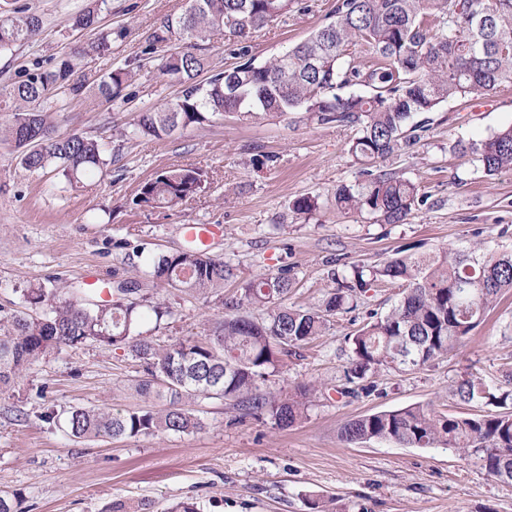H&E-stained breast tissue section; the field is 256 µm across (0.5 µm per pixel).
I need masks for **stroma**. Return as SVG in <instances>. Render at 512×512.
I'll return each instance as SVG.
<instances>
[{
	"instance_id": "35a3bbf8",
	"label": "stroma",
	"mask_w": 512,
	"mask_h": 512,
	"mask_svg": "<svg viewBox=\"0 0 512 512\" xmlns=\"http://www.w3.org/2000/svg\"><path fill=\"white\" fill-rule=\"evenodd\" d=\"M89 2L9 0L10 8L39 15L43 28L35 42L0 55V88L24 67L51 66L90 41V31L71 23ZM335 3L296 0L248 39L250 57L262 62L305 39ZM186 7L187 0H108L100 26L123 31V39L110 55L79 59V96L62 93L46 103L54 137L81 134L101 143L103 177L74 187L61 173L25 169L11 145L0 143V311L34 314L25 293L35 285L70 299L91 288L102 298L113 278H128L141 283V296L169 309L162 322H142L144 336L160 345L201 339L224 317L218 298L164 287L150 274L154 256L188 245L186 224L221 225L208 251L241 276L288 270L295 280L289 304L311 309L332 287L335 259L373 266L403 250L472 243L512 251V171L484 178L473 156L454 149L458 140L512 124V84L424 113L419 138L380 164L415 182L424 201L402 223L382 224L336 208L337 188L360 177L349 151L356 128L292 112L257 122L227 114L162 138L136 133L141 110L171 103L179 91L162 74L160 53L146 48ZM116 68L127 69L129 81L119 98L103 99L96 80ZM174 165L203 170L201 191L173 209L135 206L141 185ZM303 196L317 199L312 214L293 212ZM399 298L394 286L371 289L357 310L337 316L302 358L271 377L284 395L310 389L306 416L285 430L211 399L196 406L203 426L191 434L78 441L43 422L44 407L140 405L133 386L145 364L128 349L98 343L52 353L0 389V494L15 497L18 512H105L118 501L130 512H166L186 499L200 512H309L313 496L335 498L338 512H512V483L487 477L451 449L341 440L344 422L375 412L414 404L461 412L451 390L464 371L496 379L512 367L509 291L448 355L403 372L376 370L375 394H338L351 359L349 336Z\"/></svg>"
}]
</instances>
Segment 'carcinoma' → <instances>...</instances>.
<instances>
[{"label": "carcinoma", "instance_id": "1", "mask_svg": "<svg viewBox=\"0 0 512 512\" xmlns=\"http://www.w3.org/2000/svg\"><path fill=\"white\" fill-rule=\"evenodd\" d=\"M292 0H188L175 22L167 21L152 35L150 47L165 46L163 74L181 89L176 100L137 116L136 131L160 138L178 129L203 125L232 114L240 120L261 115L282 116L300 110L321 124L358 127L350 151L366 165L360 180L336 189L337 209L368 213L386 224L403 222L422 202L411 180L369 166L399 151L423 128L416 121L450 99H466L512 83V0H336L328 21L284 53L255 64H238L201 80L207 67L206 42L215 33L233 36L240 46L256 31L288 13ZM99 8L76 14L73 26L97 32L82 53H112V30L99 26ZM479 17L489 27L477 30ZM42 20L34 13L0 15V54L40 35ZM368 47L376 63L361 69L347 60L346 48ZM74 63L70 56L53 66H37L5 89L0 138L10 141L16 158L28 170L54 166L70 185L86 176H103L106 162L99 142L74 134L51 136L44 103L57 91L73 93ZM129 72L117 68L102 76L98 93L107 100L120 96ZM360 85L371 93L338 91ZM475 156L484 176L512 169V126L459 143ZM201 169L173 166L143 183L134 203L172 208L200 190ZM151 275L170 288L202 294L222 293L237 283V294L224 299L233 314L211 333L192 343L161 347L136 334L140 321L165 311L158 305L140 313L120 299L139 291L127 279L112 282V300L60 299L41 285L27 290V301L45 305L41 316L0 314V386H8L34 362L63 347L96 342L127 348L146 363L137 392L144 405L116 413L73 407L66 412V433L76 439L139 438L160 431L193 433L201 420L189 408L199 399H224L244 416L268 418L287 428L304 414L305 402L283 399L265 385L285 360L330 328L331 318L350 312L379 284L402 288L391 311L367 322L348 337L351 366L337 393L371 394L369 373L380 367L414 368L448 354L475 329L498 295L512 289V252L492 253L481 247L445 249L417 257L394 258L382 265L351 266L350 275L331 270V289L324 307L312 311L286 304L294 286L283 270L241 278L237 268L194 247L162 254L152 261ZM264 308L255 321L244 308ZM459 404L492 405L486 414L439 413L423 406L386 410L346 421L340 428L348 444L386 440L403 447H443L476 460L499 481H512V391L479 372L461 377L452 389Z\"/></svg>", "mask_w": 512, "mask_h": 512}]
</instances>
